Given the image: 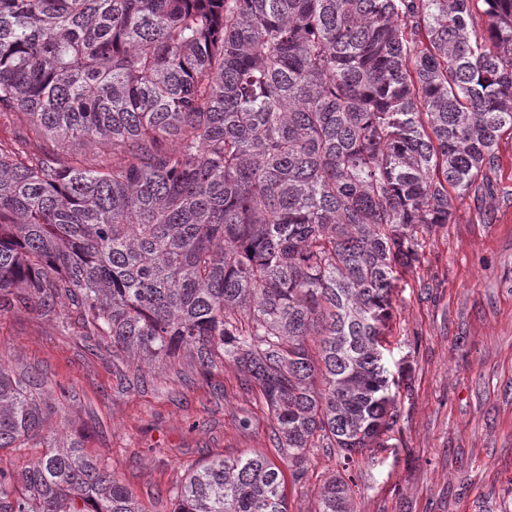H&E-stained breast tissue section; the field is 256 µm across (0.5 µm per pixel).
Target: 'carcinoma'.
Segmentation results:
<instances>
[{
    "mask_svg": "<svg viewBox=\"0 0 512 512\" xmlns=\"http://www.w3.org/2000/svg\"><path fill=\"white\" fill-rule=\"evenodd\" d=\"M0 112L28 122L0 140V311L59 306L144 360L229 359L294 479L317 439L347 472L396 422L399 274L512 130V0H0ZM44 417L0 365V449L46 444L0 469V512H143ZM351 482L316 512H355ZM176 500L288 512L261 453Z\"/></svg>",
    "mask_w": 512,
    "mask_h": 512,
    "instance_id": "1",
    "label": "carcinoma"
}]
</instances>
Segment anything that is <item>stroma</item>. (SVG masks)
I'll return each instance as SVG.
<instances>
[{"mask_svg": "<svg viewBox=\"0 0 512 512\" xmlns=\"http://www.w3.org/2000/svg\"><path fill=\"white\" fill-rule=\"evenodd\" d=\"M493 190L467 197L422 237L398 283L384 359L397 381V423L356 456V512H512V132ZM0 364L44 401L45 432L75 435L144 512H173L191 468L263 453L280 469L274 421L233 362L202 369L193 351L135 365L86 335L63 309L0 312ZM288 512H315L342 474L337 449L313 448Z\"/></svg>", "mask_w": 512, "mask_h": 512, "instance_id": "obj_1", "label": "stroma"}]
</instances>
